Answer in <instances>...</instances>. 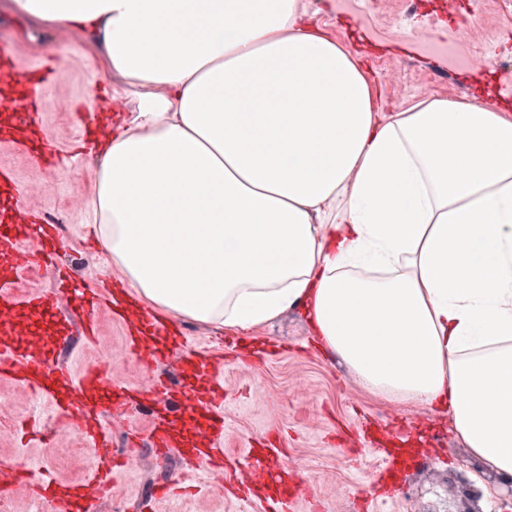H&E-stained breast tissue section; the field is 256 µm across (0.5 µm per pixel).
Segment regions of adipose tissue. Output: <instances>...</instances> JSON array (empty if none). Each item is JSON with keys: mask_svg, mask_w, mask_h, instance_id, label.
Here are the masks:
<instances>
[{"mask_svg": "<svg viewBox=\"0 0 512 512\" xmlns=\"http://www.w3.org/2000/svg\"><path fill=\"white\" fill-rule=\"evenodd\" d=\"M137 90L100 158L122 288L235 331L300 310L371 393L512 477V105L381 111L303 0H13Z\"/></svg>", "mask_w": 512, "mask_h": 512, "instance_id": "obj_1", "label": "adipose tissue"}]
</instances>
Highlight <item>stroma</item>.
Listing matches in <instances>:
<instances>
[{
	"label": "stroma",
	"mask_w": 512,
	"mask_h": 512,
	"mask_svg": "<svg viewBox=\"0 0 512 512\" xmlns=\"http://www.w3.org/2000/svg\"><path fill=\"white\" fill-rule=\"evenodd\" d=\"M304 2L330 35L367 55L384 111L427 97L512 104V0H483L472 25L449 22L444 0H371L365 10L358 0ZM0 32L25 63L54 71L36 116L42 140L67 150L78 136L80 112L97 113L103 136L111 135L112 90L123 80L88 32L18 15L10 0H0ZM2 159L31 185L27 207L54 218L61 244L57 268L26 276L23 289L53 290L60 269L80 288L114 285L121 270L88 236L97 156L59 166L36 165L21 152L0 151ZM96 322L95 342L76 341L61 352L73 370L99 366L118 396L101 405L119 461L115 494L91 496L87 512H141L155 484L176 477L189 480V491L153 503V512H275L265 493H227L194 459L155 455L148 437L156 418L175 424L187 418L177 359L149 368L127 349L124 323L103 310ZM172 327L189 348L223 359L225 474L252 462L256 442L276 438L288 482L300 487L295 512H512L504 478L470 454L447 414L370 393L336 354L313 346L299 311H286L237 343L217 324L178 318ZM158 373L173 384L165 400L152 393ZM74 441L47 402L0 378V468L21 463L32 478L46 473L65 487L86 481L90 469L73 471L57 461Z\"/></svg>",
	"instance_id": "1"
}]
</instances>
